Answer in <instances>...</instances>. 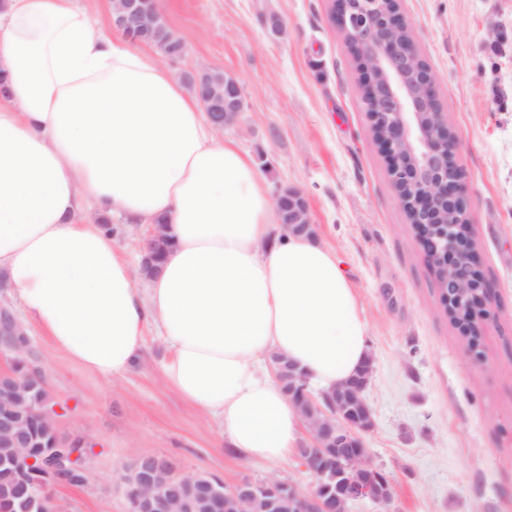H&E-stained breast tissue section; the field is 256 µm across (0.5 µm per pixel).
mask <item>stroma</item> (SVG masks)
Returning a JSON list of instances; mask_svg holds the SVG:
<instances>
[{
    "mask_svg": "<svg viewBox=\"0 0 512 512\" xmlns=\"http://www.w3.org/2000/svg\"><path fill=\"white\" fill-rule=\"evenodd\" d=\"M187 44L172 73L234 76L246 109L218 130L256 163L270 196L308 204L336 250L370 329L363 435L391 479L395 512H512V0H400L456 140L482 272L496 302L478 348L449 320L437 275L409 226L375 142L358 70L329 0H158ZM61 437L92 446L84 484H50L57 512H128L125 470L166 457L175 473L231 486L278 479L309 489L298 457L242 463L221 423L163 382L166 347L148 333L117 378L86 370L27 332Z\"/></svg>",
    "mask_w": 512,
    "mask_h": 512,
    "instance_id": "stroma-1",
    "label": "stroma"
}]
</instances>
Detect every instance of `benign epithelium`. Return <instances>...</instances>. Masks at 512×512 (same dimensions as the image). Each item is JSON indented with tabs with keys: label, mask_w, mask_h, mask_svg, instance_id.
Returning <instances> with one entry per match:
<instances>
[{
	"label": "benign epithelium",
	"mask_w": 512,
	"mask_h": 512,
	"mask_svg": "<svg viewBox=\"0 0 512 512\" xmlns=\"http://www.w3.org/2000/svg\"><path fill=\"white\" fill-rule=\"evenodd\" d=\"M144 0H124L122 11L112 12V27L149 28L158 12L143 6ZM330 18L338 29L350 36V48L358 63L360 85L380 151L385 158L395 190L407 212L410 224L430 262L445 269L441 288L445 305H457L465 294L467 325L465 335L477 346L481 335L477 316L488 312L494 297L490 284L481 276V260L473 239L454 232L457 218L471 224L468 215L463 175L455 159V137L448 119L438 105L435 78L417 52L409 26L401 12L399 0H331ZM244 112V100L235 77H228L224 99H211L210 121L222 128L238 121ZM279 223L295 234H315L308 205L303 197L285 192L277 196ZM26 332L7 310L0 311V350L21 358L25 374H0V405L15 402L16 395L27 388L38 370L30 361L29 351L20 340ZM279 384L288 387L286 394L305 422L311 444L304 448L301 465L313 478L310 490L301 491L288 484L284 500L272 488L266 489V507L270 512H347L349 503L369 499L392 512V491L376 493V483L388 477L371 463L364 448L362 433L373 425L372 410L364 397L370 373L359 375L330 393L314 396L294 365L283 358L271 363ZM61 406L48 397L36 405L44 419L57 420ZM25 418L12 409L0 413V444L17 447L23 439L20 428ZM344 464L364 475L360 482L336 484V493L325 491V479L335 475L330 461ZM47 479L67 469L62 450L43 462ZM24 471L22 459L10 454L0 460V502L12 505L17 495L16 476ZM193 473L177 475L165 465L153 475L135 469V482L149 486L147 495L133 501L129 512H185L187 501L172 492L174 485L196 481ZM224 508L229 512H246L256 496L259 484L242 480L226 487Z\"/></svg>",
	"instance_id": "benign-epithelium-1"
}]
</instances>
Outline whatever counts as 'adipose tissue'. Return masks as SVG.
<instances>
[{
  "mask_svg": "<svg viewBox=\"0 0 512 512\" xmlns=\"http://www.w3.org/2000/svg\"><path fill=\"white\" fill-rule=\"evenodd\" d=\"M0 285L81 367L119 377L154 325L164 382L222 422L245 462H285L305 424L266 362L321 391L370 358L335 251L278 223L248 156L148 52L76 0H0ZM165 219L174 247L137 278L103 218Z\"/></svg>",
  "mask_w": 512,
  "mask_h": 512,
  "instance_id": "adipose-tissue-1",
  "label": "adipose tissue"
}]
</instances>
